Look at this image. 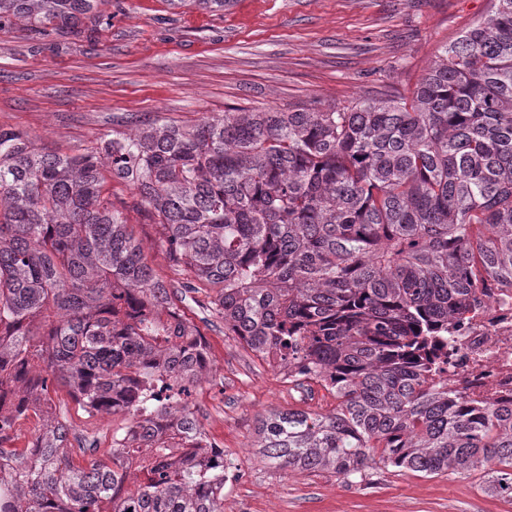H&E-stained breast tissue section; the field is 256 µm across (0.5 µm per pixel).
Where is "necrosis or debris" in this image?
I'll return each instance as SVG.
<instances>
[{"label": "necrosis or debris", "instance_id": "4bbe7bcc", "mask_svg": "<svg viewBox=\"0 0 512 512\" xmlns=\"http://www.w3.org/2000/svg\"><path fill=\"white\" fill-rule=\"evenodd\" d=\"M440 378L486 408L512 400V285L493 288L452 330Z\"/></svg>", "mask_w": 512, "mask_h": 512}]
</instances>
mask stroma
<instances>
[{
  "instance_id": "1",
  "label": "stroma",
  "mask_w": 512,
  "mask_h": 512,
  "mask_svg": "<svg viewBox=\"0 0 512 512\" xmlns=\"http://www.w3.org/2000/svg\"><path fill=\"white\" fill-rule=\"evenodd\" d=\"M492 0H226L224 12L166 0H112V24L40 38L0 29V125L66 153L156 116L192 122L230 108L339 109L411 99L444 47L487 16ZM184 311L224 352V373L192 398L203 427L240 465L224 487L238 512H512L486 492L484 470L428 475L374 468L358 483L327 472L284 474L251 453L256 420L274 409L331 412L319 384L303 390L193 301ZM54 413L87 447L107 448L122 415L87 416L58 390Z\"/></svg>"
}]
</instances>
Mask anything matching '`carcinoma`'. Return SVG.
<instances>
[{
	"label": "carcinoma",
	"mask_w": 512,
	"mask_h": 512,
	"mask_svg": "<svg viewBox=\"0 0 512 512\" xmlns=\"http://www.w3.org/2000/svg\"><path fill=\"white\" fill-rule=\"evenodd\" d=\"M224 12L226 0H167ZM111 0H0V28L44 37L108 25ZM130 186V204L112 184ZM159 228L180 289L125 212ZM488 281L512 282V0L445 47L407 103L157 118L73 153L0 127V512H224L222 448L169 456L153 424L201 429L197 370L173 340L181 294L336 412L274 410L253 455L346 480L377 465L490 467L512 499V402L487 410L435 382L448 324ZM62 386L88 414H123L112 447L60 446L50 416L25 448L15 420ZM142 431L150 447L129 448ZM144 479L126 488V463Z\"/></svg>",
	"instance_id": "obj_1"
}]
</instances>
